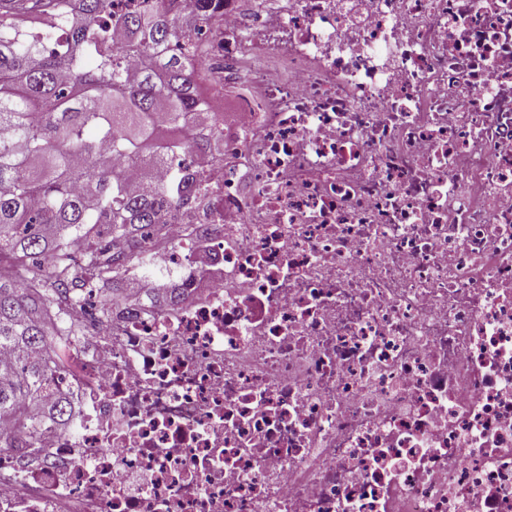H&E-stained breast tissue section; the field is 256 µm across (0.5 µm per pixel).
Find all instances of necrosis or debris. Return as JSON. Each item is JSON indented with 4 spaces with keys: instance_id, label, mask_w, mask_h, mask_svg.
Listing matches in <instances>:
<instances>
[{
    "instance_id": "necrosis-or-debris-1",
    "label": "necrosis or debris",
    "mask_w": 512,
    "mask_h": 512,
    "mask_svg": "<svg viewBox=\"0 0 512 512\" xmlns=\"http://www.w3.org/2000/svg\"><path fill=\"white\" fill-rule=\"evenodd\" d=\"M166 6L248 95L0 512H512V0Z\"/></svg>"
}]
</instances>
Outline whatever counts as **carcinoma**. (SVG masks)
<instances>
[{
	"label": "carcinoma",
	"mask_w": 512,
	"mask_h": 512,
	"mask_svg": "<svg viewBox=\"0 0 512 512\" xmlns=\"http://www.w3.org/2000/svg\"><path fill=\"white\" fill-rule=\"evenodd\" d=\"M160 2L115 15L112 0H0V424L24 427L31 456L66 422L38 406L69 374L56 348L83 335L78 311L107 318L127 300L126 274L164 243L161 215L194 195L182 174L131 192L112 160L202 159L216 138L186 131L207 112L185 58L196 20ZM124 55L150 63L128 79Z\"/></svg>",
	"instance_id": "1"
}]
</instances>
